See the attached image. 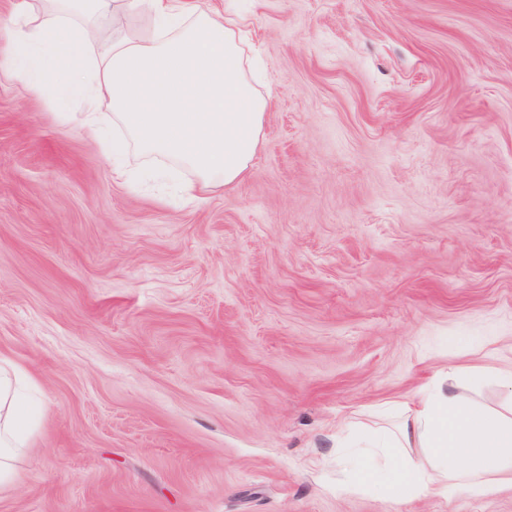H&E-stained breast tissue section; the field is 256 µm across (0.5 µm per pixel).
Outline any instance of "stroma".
Wrapping results in <instances>:
<instances>
[{"label":"stroma","instance_id":"1","mask_svg":"<svg viewBox=\"0 0 512 512\" xmlns=\"http://www.w3.org/2000/svg\"><path fill=\"white\" fill-rule=\"evenodd\" d=\"M211 3L271 97L230 191L129 187L0 70V357L40 409L0 512H512L328 465L441 370L507 399L512 0Z\"/></svg>","mask_w":512,"mask_h":512}]
</instances>
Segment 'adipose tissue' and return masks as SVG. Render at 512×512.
Wrapping results in <instances>:
<instances>
[{"label":"adipose tissue","mask_w":512,"mask_h":512,"mask_svg":"<svg viewBox=\"0 0 512 512\" xmlns=\"http://www.w3.org/2000/svg\"><path fill=\"white\" fill-rule=\"evenodd\" d=\"M136 16L143 27H132ZM243 23L208 0H58L42 16L17 19L6 68L30 89L48 91L64 123L107 144L115 173L128 183L159 178L164 159L193 172L189 191H229L251 172L269 110L239 44ZM106 108L122 138L108 140ZM130 147L149 165L126 169ZM23 379L0 359V486L17 480L16 461L35 423L19 392ZM395 408L394 431L355 439L379 462L352 488L376 483L405 499L494 498L512 488V407L474 408L449 370Z\"/></svg>","instance_id":"adipose-tissue-1"}]
</instances>
